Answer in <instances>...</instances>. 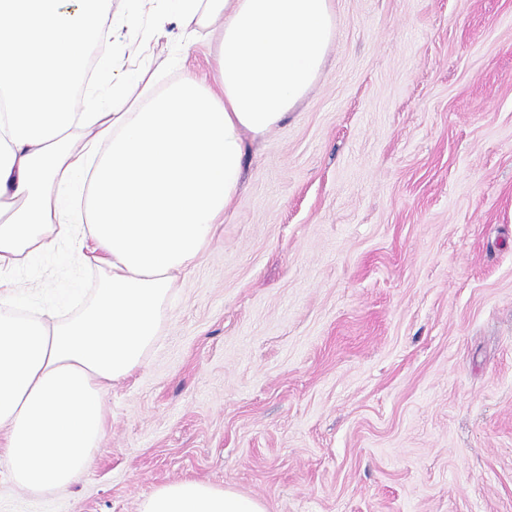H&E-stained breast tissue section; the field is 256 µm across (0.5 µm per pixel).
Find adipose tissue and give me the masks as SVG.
I'll return each instance as SVG.
<instances>
[{
	"label": "adipose tissue",
	"instance_id": "ef3b65f1",
	"mask_svg": "<svg viewBox=\"0 0 512 512\" xmlns=\"http://www.w3.org/2000/svg\"><path fill=\"white\" fill-rule=\"evenodd\" d=\"M0 0V461L20 490L73 486L106 426V386L145 363L180 280L239 192L246 143L284 121L322 69L331 0ZM181 24H219L223 93L190 75L131 99L127 47ZM112 50L100 52L104 41ZM100 271L75 315L30 308L22 282L46 257ZM137 512H268L178 480Z\"/></svg>",
	"mask_w": 512,
	"mask_h": 512
}]
</instances>
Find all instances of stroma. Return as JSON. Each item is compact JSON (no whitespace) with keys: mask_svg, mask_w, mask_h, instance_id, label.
<instances>
[{"mask_svg":"<svg viewBox=\"0 0 512 512\" xmlns=\"http://www.w3.org/2000/svg\"><path fill=\"white\" fill-rule=\"evenodd\" d=\"M332 8L94 463L44 496L0 465V512H137L182 479L268 512H512V0ZM177 33L147 80L220 93L217 27Z\"/></svg>","mask_w":512,"mask_h":512,"instance_id":"obj_1","label":"stroma"}]
</instances>
